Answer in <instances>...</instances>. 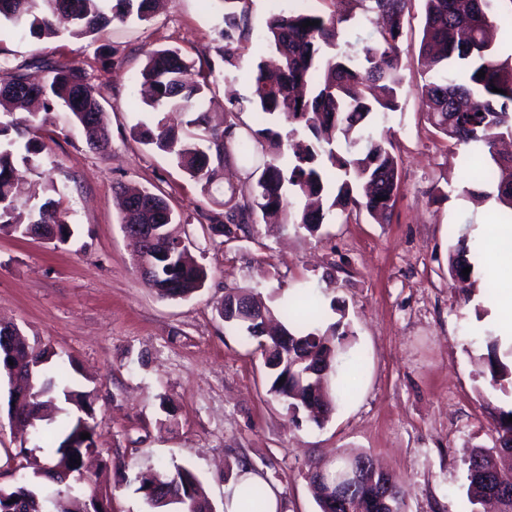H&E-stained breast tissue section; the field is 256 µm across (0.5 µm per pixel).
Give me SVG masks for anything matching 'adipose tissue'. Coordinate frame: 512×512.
I'll return each mask as SVG.
<instances>
[{"label": "adipose tissue", "mask_w": 512, "mask_h": 512, "mask_svg": "<svg viewBox=\"0 0 512 512\" xmlns=\"http://www.w3.org/2000/svg\"><path fill=\"white\" fill-rule=\"evenodd\" d=\"M488 249L484 257L499 275L501 297L493 314L502 327V338L512 343V225L496 224L486 228Z\"/></svg>", "instance_id": "obj_1"}]
</instances>
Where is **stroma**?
I'll use <instances>...</instances> for the list:
<instances>
[{"label":"stroma","instance_id":"1","mask_svg":"<svg viewBox=\"0 0 512 512\" xmlns=\"http://www.w3.org/2000/svg\"><path fill=\"white\" fill-rule=\"evenodd\" d=\"M294 5L250 0L233 66L220 56V0H164L149 21L115 20L92 39L0 34L14 61L40 53L83 69L111 134L107 151L89 150L61 108L40 131L46 148L32 182L39 192L67 183L63 206L74 237L62 244L0 234V321L72 360L71 387L93 391L97 487L111 496L112 512H149L138 473L177 464L193 469L214 512H224V489L244 464L278 490L282 512H320L309 468L344 451L368 453L390 473L406 512H469L463 460L472 447L492 446L498 412L512 408V384L495 391L488 383L489 352L512 368V347L488 339L499 331L490 317L498 278L478 266L463 281L448 268L459 236L510 223L512 213L490 195L484 149L453 145L426 119L418 62L424 0H412L405 19L400 106L372 122L399 161L400 190L385 223L335 210L311 233L284 214L226 239L197 215L223 211L236 165L226 164L206 188L133 136L146 112L137 80L146 52L176 48L220 71L205 102L217 123L230 97L250 93L251 68L268 52V18ZM120 184L166 196L178 234L207 270L199 291L161 299L141 280L114 192ZM237 288L275 310L298 294L316 295L328 322L344 307L352 336L338 367L343 391L323 426L291 419L268 393L254 343L218 318L217 304ZM20 452L28 468L7 463ZM48 459L0 417L1 485L26 479L37 491L50 489L32 471Z\"/></svg>","mask_w":512,"mask_h":512}]
</instances>
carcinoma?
I'll list each match as a JSON object with an SVG mask.
<instances>
[{
	"label": "carcinoma",
	"mask_w": 512,
	"mask_h": 512,
	"mask_svg": "<svg viewBox=\"0 0 512 512\" xmlns=\"http://www.w3.org/2000/svg\"><path fill=\"white\" fill-rule=\"evenodd\" d=\"M224 3L222 54L230 64L235 44L248 29V0ZM334 10L324 15L316 10H288L271 14L267 22L268 43L280 57L276 69L257 63L253 69L251 97L231 102V120L224 128L208 126L204 98L218 74L214 68H197L179 51L151 50L139 72L148 89L145 104L153 114L151 124L139 122L133 135L157 152L168 156L191 179L210 187L230 159L241 162L238 182L228 183L229 198L221 215L200 214L210 229L229 238L255 223L257 213H276L290 208V196L315 199L317 206L295 214V223L310 232L323 219L322 202L328 209L352 214L362 208L386 218L395 204L400 174L392 143L368 131L372 117L398 108L401 84L402 35L411 0H331ZM501 0H424V24L418 48L432 75L420 87L430 125L456 145L479 144L493 166L485 177L496 186L497 199L512 210V155L500 157L496 145L512 135V58L500 59L493 37L500 21ZM155 0H0V20L22 36L49 39L66 33L82 39L96 34L114 20L150 18ZM357 9L381 19L376 31L355 53L338 50L340 25ZM316 22L307 28L306 21ZM485 76H477L478 71ZM501 89L496 93L493 88ZM44 112L31 114L29 129L0 122V233L26 237L38 226L42 235L68 243L74 235L68 212L62 209L66 186L50 183L48 195L29 202L15 179L16 167L38 170L36 157L44 150L37 136H29L48 123L57 106L64 107L72 122L80 126L89 149L104 152L111 144L102 119L97 93L84 71L47 57H33L14 64L0 57V112L12 113L35 100ZM249 110L261 121L280 115L289 129L282 134L269 127L253 129L234 121ZM341 134L348 146L346 158L330 148ZM264 139L268 149L256 158L252 141ZM334 194L322 197L327 182ZM241 195L242 201L236 200ZM174 221L159 228L166 253L157 258L154 283L148 285L162 299L186 298L207 280V271L179 246ZM450 272L464 277L466 237L458 239ZM224 326L244 333L264 356L270 386L268 393L284 403L292 418L305 414L322 426L335 410L328 396L331 379L337 376L339 358L346 351L348 330L342 321L323 326L318 306L308 299L281 309L278 342L263 329L271 309L247 289L224 296L216 307ZM0 333V372L33 369L35 389L25 406L31 420L48 419L51 428L34 430L33 437L53 449L51 464L42 473L59 475L56 484L67 483V474L81 472L79 460L95 447L94 396L58 385L50 366L55 352L35 349L18 339L11 351L3 349ZM490 386L505 387L512 372L496 359H489ZM512 409L499 412L498 438L491 447L476 446L465 459L468 500L474 509L489 498V482L495 473L512 467ZM89 433L90 438L80 439ZM356 469L360 481L351 496L360 504L384 493L381 512H405V502L396 479L374 467L365 452L339 455L336 466L326 471L332 479ZM139 490L150 512H213L192 469L175 466L171 472L149 469L138 475ZM7 492L27 500L26 512H104V501L90 490L88 500L78 496L38 493L26 483ZM265 489L248 485L241 493L243 512H259Z\"/></svg>",
	"instance_id": "cac0c4a2"
}]
</instances>
